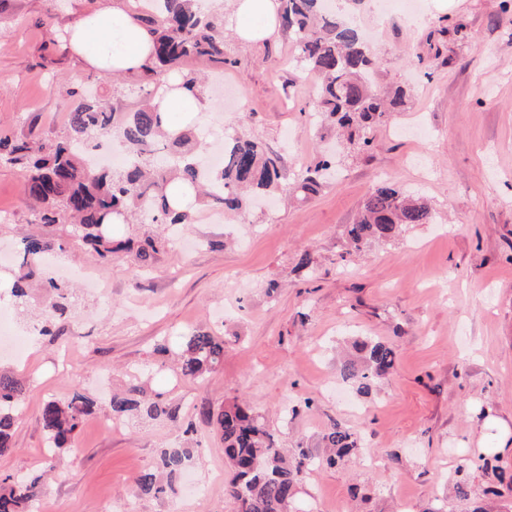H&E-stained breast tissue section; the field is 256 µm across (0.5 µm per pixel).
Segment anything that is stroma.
<instances>
[{
	"mask_svg": "<svg viewBox=\"0 0 512 512\" xmlns=\"http://www.w3.org/2000/svg\"><path fill=\"white\" fill-rule=\"evenodd\" d=\"M102 0H0V136L40 141L67 134L66 92L92 90L116 112L135 111L151 80L86 69L59 44L65 27ZM502 0H448L421 20L402 6L379 15L375 0H339L344 18L371 31L381 87H402L404 111L374 128L366 147L337 144L310 114L315 74L281 33L244 46L224 33V63L191 59L184 67L223 74L239 98L208 94L194 130L203 141L245 133L282 154L288 192L274 210L254 208L210 223L195 201L190 223L161 230L150 217L114 226L139 241L167 232L170 242L147 265L132 258L103 264L70 225L40 223L25 194L27 172L0 161V247L26 233L63 239L53 264L97 276L99 292H79L75 312L55 336L32 334L30 358L1 359L25 381L23 412L0 474L39 477L30 512H236L225 491L224 443L201 428L185 435L201 407L247 402L281 447L323 451L341 424L361 437L359 455L307 474L297 512H472L452 492L469 466L477 489L494 487L495 512H512V484L492 485L472 466L488 446L490 465L512 472V449L495 451L483 433L487 413L512 419V10ZM336 150V175L317 194L294 186L324 149ZM389 179L432 204L428 224L399 238L352 250L346 237L372 187ZM309 268H302V260ZM209 331L224 339V360L201 380L179 376V339ZM354 336L393 344L391 373L369 394H337V349ZM80 373L65 374L64 352ZM109 378L100 388V375ZM161 395L176 420L134 418L103 429L106 393L133 382ZM81 393L93 412L72 448L58 457L38 417L45 401ZM311 408L284 415L288 401ZM192 449L194 482L185 493L146 494L137 478L156 469L163 450ZM380 459L378 467L363 463Z\"/></svg>",
	"mask_w": 512,
	"mask_h": 512,
	"instance_id": "stroma-1",
	"label": "stroma"
}]
</instances>
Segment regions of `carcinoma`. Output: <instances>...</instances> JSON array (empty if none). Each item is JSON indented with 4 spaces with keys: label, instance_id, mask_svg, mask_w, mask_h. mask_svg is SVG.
Segmentation results:
<instances>
[{
    "label": "carcinoma",
    "instance_id": "obj_1",
    "mask_svg": "<svg viewBox=\"0 0 512 512\" xmlns=\"http://www.w3.org/2000/svg\"><path fill=\"white\" fill-rule=\"evenodd\" d=\"M144 21L154 35L155 49L146 73L156 79L162 71L181 65L190 58L206 57L224 63V13H203L197 0H144ZM279 27L283 34L300 44L301 62L319 79L313 112L320 118L348 131L350 142L368 144L362 133L387 123L405 104L404 93L378 90L372 80V59L357 29L349 26L324 0H281ZM181 88L195 95L204 93L205 83L192 70L181 74ZM78 98L69 110L65 138L44 140L34 145L0 137V159L27 168L25 193L29 200L46 210L40 220L54 224L73 219L82 239L92 245L105 262L124 250L112 245L103 235L112 216L150 212L155 224H186L189 215L173 208L168 190L175 179L189 187H201L212 204L224 210H244L257 196L271 197L283 190L282 158L265 151L247 134L224 140V167L204 172L199 153L205 149L193 132L183 129L168 133L164 125L169 116L149 99L134 112H110L99 101L77 91ZM119 137L128 160L112 171H96L88 154L101 139ZM333 159L322 158L299 184L297 190L313 194L321 185L324 172ZM432 212L421 198L405 194L395 184L381 181L367 197L358 221L347 235L358 249L373 241L388 242L413 224H429ZM62 239L25 236L17 247L20 273L11 287L19 313L28 302L29 281L37 279L51 297L39 313V334L54 335L57 321L70 311L74 300L70 287L43 274L47 258L66 249ZM165 246L162 238L148 237L137 249L136 260L145 265ZM356 357L340 366V377L357 393L366 394L371 385L394 367L395 348L369 336L353 342ZM224 359V340L211 332H196L182 337L177 369L184 378L200 379ZM24 399V383L10 372L0 371V456L11 449L13 428ZM94 403L81 394L67 402L49 400L40 410L51 453L73 445L76 432ZM112 415H145L150 419H172L175 413L159 398H147L134 385L126 396H112ZM204 421L224 441V456L232 469L226 483L228 496L237 512H291L303 475L315 466H335L359 451L360 437L340 424L324 435L326 453L320 457L307 448L287 454L275 435L247 406L233 404L213 413L202 411ZM187 448H168L159 467L167 474L163 484L153 472L140 475L137 485L144 493L163 494L174 490V482L190 460ZM453 489L461 499L474 495L470 474L458 471ZM38 479L26 474L0 477V512H26V504L38 495Z\"/></svg>",
    "mask_w": 512,
    "mask_h": 512
}]
</instances>
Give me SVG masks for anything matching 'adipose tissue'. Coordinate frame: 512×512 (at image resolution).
<instances>
[{
    "label": "adipose tissue",
    "mask_w": 512,
    "mask_h": 512,
    "mask_svg": "<svg viewBox=\"0 0 512 512\" xmlns=\"http://www.w3.org/2000/svg\"><path fill=\"white\" fill-rule=\"evenodd\" d=\"M229 25L242 43L268 40L278 25L279 0H230ZM66 49L87 67L104 73H139L153 56V38L139 14L122 0L76 17L66 29ZM172 77L156 97L159 111L198 115L204 96L186 93Z\"/></svg>",
    "instance_id": "1"
}]
</instances>
